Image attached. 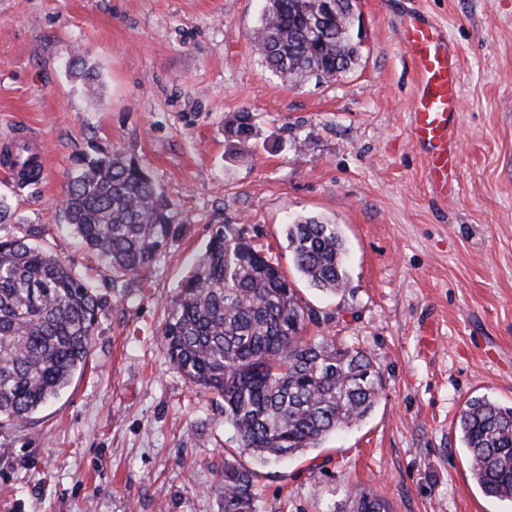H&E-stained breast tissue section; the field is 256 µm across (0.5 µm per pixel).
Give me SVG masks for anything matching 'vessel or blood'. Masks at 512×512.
Wrapping results in <instances>:
<instances>
[{
    "mask_svg": "<svg viewBox=\"0 0 512 512\" xmlns=\"http://www.w3.org/2000/svg\"><path fill=\"white\" fill-rule=\"evenodd\" d=\"M399 44L410 56L418 78L411 110V141L426 156L433 191L445 198L453 191L461 165L457 50L445 30L417 18L403 25Z\"/></svg>",
    "mask_w": 512,
    "mask_h": 512,
    "instance_id": "1",
    "label": "vessel or blood"
}]
</instances>
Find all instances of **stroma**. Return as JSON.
Masks as SVG:
<instances>
[{"mask_svg": "<svg viewBox=\"0 0 512 512\" xmlns=\"http://www.w3.org/2000/svg\"><path fill=\"white\" fill-rule=\"evenodd\" d=\"M264 0H0V141L33 132L47 168L0 195L103 299L88 365L28 421L0 425V512H221L207 494L238 454L214 395L190 386L159 342L170 301L217 227L277 259L318 323L370 353V415L306 454L255 471L259 512H333L361 485L391 512H512L469 472L455 420L486 395L512 405V0H357L358 64L295 87L251 43ZM455 44L458 187L435 197L409 136L416 75L397 40L412 14ZM96 65L88 96L64 64ZM253 117L233 155L224 125ZM137 158L182 232L144 282L69 232L67 176L88 144ZM337 224L349 287L326 295L295 270L285 226Z\"/></svg>", "mask_w": 512, "mask_h": 512, "instance_id": "1", "label": "stroma"}]
</instances>
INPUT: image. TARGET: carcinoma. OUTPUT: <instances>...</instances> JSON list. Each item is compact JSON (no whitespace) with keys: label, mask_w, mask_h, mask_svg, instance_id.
Segmentation results:
<instances>
[{"label":"carcinoma","mask_w":512,"mask_h":512,"mask_svg":"<svg viewBox=\"0 0 512 512\" xmlns=\"http://www.w3.org/2000/svg\"><path fill=\"white\" fill-rule=\"evenodd\" d=\"M319 0H272L251 40L259 60L293 86L334 80L357 63L339 29L344 14L315 15ZM327 34L315 36L311 26ZM69 73L95 93L99 74L80 54ZM253 117L242 112L227 140L247 143ZM74 235L119 276L143 280L166 258L182 225L146 168L118 148L78 153L62 200ZM0 419L29 418L85 369L102 298L70 265L36 240L31 224L0 196ZM287 248L309 285L336 295L348 288L337 225L301 216L286 225ZM302 305L278 261L231 225L216 229L171 300L161 343L185 380L221 398L224 423L243 453L268 464L319 447L372 411L380 373L361 346L306 336ZM473 478L484 493L512 501V406L468 400L456 419ZM222 512H256L255 473L224 460L213 487ZM335 512H390L366 487L346 490Z\"/></svg>","instance_id":"carcinoma-1"}]
</instances>
